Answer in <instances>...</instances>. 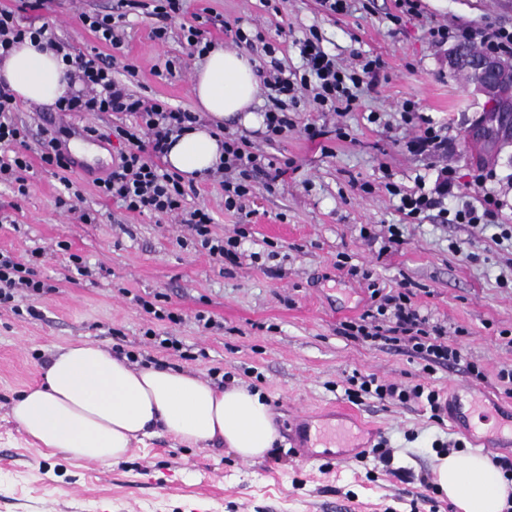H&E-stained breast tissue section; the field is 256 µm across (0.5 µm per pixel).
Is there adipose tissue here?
I'll use <instances>...</instances> for the list:
<instances>
[{"label": "adipose tissue", "mask_w": 512, "mask_h": 512, "mask_svg": "<svg viewBox=\"0 0 512 512\" xmlns=\"http://www.w3.org/2000/svg\"><path fill=\"white\" fill-rule=\"evenodd\" d=\"M0 80L18 100L40 105L55 104L72 88L61 53L44 41L14 45L0 56ZM191 90L206 121L173 140L164 157L169 171L187 181L218 166L225 122L253 121L250 107L260 85L248 58L214 46ZM11 414L50 453L101 463L129 457L159 427L180 445L220 440L249 460L263 458L277 439L260 391L219 388L169 367L134 368L91 341L65 347L42 382L13 402ZM434 476L457 512H507L512 506V481L482 455L438 456Z\"/></svg>", "instance_id": "obj_1"}]
</instances>
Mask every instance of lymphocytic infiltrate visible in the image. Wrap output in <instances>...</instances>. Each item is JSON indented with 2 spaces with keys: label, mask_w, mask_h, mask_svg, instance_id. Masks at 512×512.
Segmentation results:
<instances>
[{
  "label": "lymphocytic infiltrate",
  "mask_w": 512,
  "mask_h": 512,
  "mask_svg": "<svg viewBox=\"0 0 512 512\" xmlns=\"http://www.w3.org/2000/svg\"><path fill=\"white\" fill-rule=\"evenodd\" d=\"M149 8L156 25L152 30L155 39L168 38L167 20L182 7V0H116L114 13L82 14L81 20L95 36L109 46V53L64 54L63 59L73 68V78L79 90L61 98L56 103L58 112H111L136 116L134 125L113 128L112 134L121 149L112 171L97 179L95 185L100 195L121 201L131 212H150L158 216L182 214L201 246L217 259H236L241 247L237 238L219 239L211 237L209 226L212 217L207 210L184 211L182 203L186 190L179 176L169 172L160 164L168 150L169 139L181 133L189 125L197 123L196 113L171 108L160 101L149 102L137 97L114 75L118 54L124 41L116 25L117 19L125 18L132 10ZM455 37L457 42L474 44L481 51L501 59L512 58V30L502 26H489L480 30L463 28ZM300 54L304 60V72L299 80L283 77L281 70L264 73L263 84L272 92V106L264 114L265 135L273 141L287 132V102L302 97L311 98L318 111L349 112L357 105L358 90L364 81H376L380 62L365 60L360 71H349L339 67L318 39H305ZM14 96L0 86V145L15 146L11 159H0V182L23 183V174L30 163L23 153L27 130L19 125L15 112ZM224 191V207L243 211L245 201L252 193L253 183L258 177L277 180L283 169L269 157L250 151L246 137L228 134L224 137V157L216 169ZM456 186L455 171L442 167L432 191L424 187L403 194L400 209L406 218L419 219L421 214L434 209L440 197L452 193ZM367 280L372 309L366 310L357 322L345 324L348 336L365 342H382L388 345L404 344L416 357L432 365H444L459 360L460 351L449 344L441 325L431 324L428 315L412 301V292L407 286L389 290L380 288L372 280L370 272H362ZM49 286L38 278L34 268L15 262L10 256L0 255V305L14 302L19 293L40 296ZM348 394L370 393L381 401H423L433 415H440L442 402L439 391L424 384L404 387L395 383L379 381L375 375L353 373L348 377Z\"/></svg>",
  "instance_id": "1"
}]
</instances>
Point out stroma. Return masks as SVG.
Listing matches in <instances>:
<instances>
[{
	"mask_svg": "<svg viewBox=\"0 0 512 512\" xmlns=\"http://www.w3.org/2000/svg\"><path fill=\"white\" fill-rule=\"evenodd\" d=\"M113 0H45L21 15L22 22L49 23L57 41L73 52L98 44L82 13L110 12ZM420 13L395 20V0H350L346 12L325 11L320 0H184L169 21L166 41L153 38V19H121L124 55L119 80L136 96L195 111L191 86L201 60L190 55L183 27L207 30L212 42L233 48L227 25L261 32L263 42L244 54L259 71L273 64H301L298 40L317 34L325 51L345 66L360 57L382 61L379 83L363 88L352 112H318L300 106L286 137L266 141L263 126L225 124L245 136L254 152L287 163L275 184L256 179L246 213L225 210L217 180L195 182L186 209L206 208L214 238L242 242L237 261L220 262L193 238L181 217L157 218L127 211L101 198L95 178L107 175L119 149L112 128L132 116L79 113L59 117L55 107L19 103L16 119L28 127L31 168L24 189L0 183V252L20 263L36 260L52 292L17 297L0 308V512H410L423 494L439 497L433 480L442 444L473 442L448 417L429 407L362 398L349 402L345 379L373 374L405 386L425 383L441 395L468 385L512 410L496 375L512 365V242L499 227L512 225V137L487 141L480 131L490 107L466 74L448 66L450 45L434 46L427 30L489 23L512 27V0H419ZM276 46L265 53L264 43ZM171 73H164L166 61ZM134 73H127V66ZM420 117L404 123V102ZM380 123L367 120L369 113ZM445 126L453 141L447 156L423 158L406 143L423 120ZM67 130L75 164L67 173L40 161L42 127ZM98 134L89 138L86 127ZM318 137H310L309 129ZM456 170L458 189L448 210L478 204L495 191L504 205L492 224H448L437 214L409 223L387 183L412 189L416 179L433 184L443 164ZM492 173L485 190L473 187L477 168ZM79 190L83 223L64 201ZM401 242L387 246L389 225ZM80 256L89 270L79 275ZM370 272L382 287L410 283L413 301L444 326L461 350L458 364L426 370L406 347L371 345L349 338L344 324L358 319L372 300ZM174 313L159 320L143 302ZM212 319L210 327L199 316ZM178 339L181 350L148 343L146 331ZM97 342L115 355L134 353L137 366H170L209 383L230 377L260 390L269 400L278 439L269 455L244 460L223 442L201 448L177 445L163 430L144 439L131 457L110 464L71 461L29 439L11 415L14 400L38 383L46 365L66 346ZM344 408L350 427L367 445L347 449L344 460L305 459L288 445L291 420ZM393 450L391 463L371 451L379 441Z\"/></svg>",
	"mask_w": 512,
	"mask_h": 512,
	"instance_id": "35a3bbf8",
	"label": "stroma"
}]
</instances>
